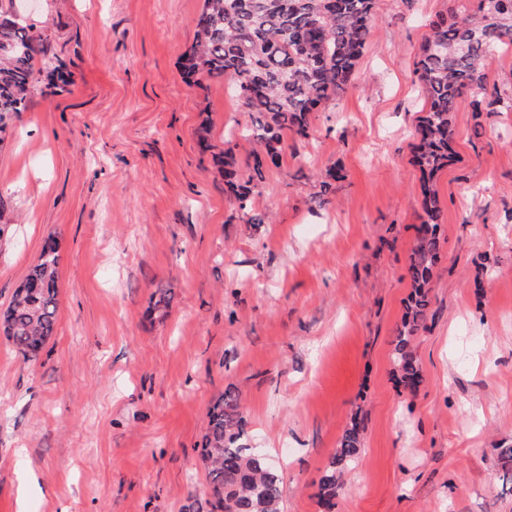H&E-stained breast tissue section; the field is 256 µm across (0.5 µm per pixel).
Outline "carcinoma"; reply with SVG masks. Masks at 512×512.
Listing matches in <instances>:
<instances>
[{"instance_id": "cac0c4a2", "label": "carcinoma", "mask_w": 512, "mask_h": 512, "mask_svg": "<svg viewBox=\"0 0 512 512\" xmlns=\"http://www.w3.org/2000/svg\"><path fill=\"white\" fill-rule=\"evenodd\" d=\"M376 0H204L196 18L195 42L183 55L184 82L204 77L233 79L232 93L251 116L241 132L253 149L249 175L232 153H224V182L237 210L246 215L264 169L276 163L287 138L310 137L318 105L344 93L370 35ZM28 26L0 8V132L6 119L25 109L30 87L44 76L64 82L57 67L43 62L46 47ZM512 45V0H477L474 12L450 13L430 23L414 72L426 94L415 146L421 180V224L409 256L411 292L392 340L394 370L407 388L421 381L412 341L431 308L433 268L440 253L441 208L435 174L448 165L450 116L466 102L473 112H512V96L487 90L489 69L499 50ZM58 243L49 239L39 261L15 289L0 314L3 332L24 358L35 357L54 335L58 309ZM246 423L228 389L208 409L201 459L206 469L209 512H283L282 478L265 457L241 443ZM363 428L352 420L317 483V497L332 506L341 471L354 462Z\"/></svg>"}]
</instances>
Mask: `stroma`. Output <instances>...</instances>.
Wrapping results in <instances>:
<instances>
[{"label":"stroma","mask_w":512,"mask_h":512,"mask_svg":"<svg viewBox=\"0 0 512 512\" xmlns=\"http://www.w3.org/2000/svg\"><path fill=\"white\" fill-rule=\"evenodd\" d=\"M202 7L16 0L66 83L37 82L0 136V312L48 239L60 255L45 348L26 360L0 334V512H200L228 388L284 512H325L314 484L355 418L332 512H512V112L452 115L421 383L391 362L422 214L415 55L474 0H377L351 86L246 220L213 157L245 166L251 118L225 82L182 77Z\"/></svg>","instance_id":"1"}]
</instances>
